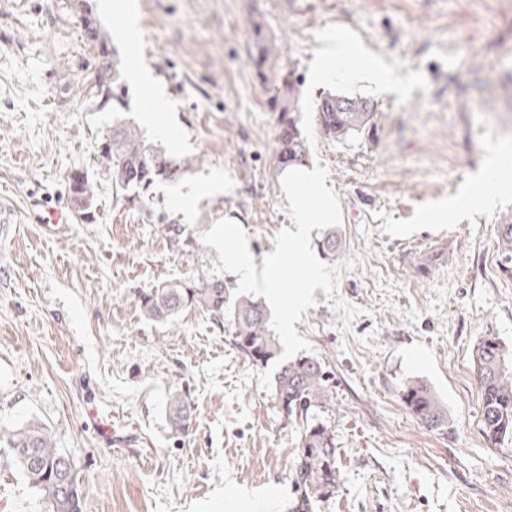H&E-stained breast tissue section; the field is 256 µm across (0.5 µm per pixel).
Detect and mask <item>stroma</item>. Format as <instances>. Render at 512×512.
<instances>
[{"mask_svg": "<svg viewBox=\"0 0 512 512\" xmlns=\"http://www.w3.org/2000/svg\"><path fill=\"white\" fill-rule=\"evenodd\" d=\"M72 3L0 0V427L50 429L79 468L84 512H303L289 475L298 425L273 393L240 385L256 366L230 327L195 308L154 322L138 300L209 278L219 258L201 235L219 219L245 230L258 267L294 226L270 93L250 60L255 14L295 70L304 115L324 93L376 105L374 129L345 143L307 126L309 160L339 199L345 265L337 293L315 290L295 325L326 372L333 401L318 416L341 470L312 512H512V450L483 435L471 363L480 337L512 344V279L494 231L512 188L485 210L462 203L488 158L512 178V0H134L130 15L123 0H88L121 62L120 112L90 106L94 78L78 64L92 52ZM336 35L400 74L403 93L339 71L316 79ZM154 94L167 107L150 122ZM125 121L176 164L149 216L114 198L94 158ZM77 169L96 187L89 223L67 200ZM442 202L447 219L424 220ZM55 210L66 223L43 228ZM219 358L212 391L205 368ZM411 378L440 401L442 430L403 403ZM185 388L194 417L178 435L166 403ZM46 510L0 451V512Z\"/></svg>", "mask_w": 512, "mask_h": 512, "instance_id": "stroma-1", "label": "stroma"}]
</instances>
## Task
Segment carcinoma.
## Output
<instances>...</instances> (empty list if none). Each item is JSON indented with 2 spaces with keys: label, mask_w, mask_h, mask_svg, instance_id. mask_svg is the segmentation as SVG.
I'll return each mask as SVG.
<instances>
[{
  "label": "carcinoma",
  "mask_w": 512,
  "mask_h": 512,
  "mask_svg": "<svg viewBox=\"0 0 512 512\" xmlns=\"http://www.w3.org/2000/svg\"><path fill=\"white\" fill-rule=\"evenodd\" d=\"M86 44L93 52L90 61L95 79L97 110L118 112L125 107V92L119 62L85 0L74 4ZM252 43V63L259 82L270 87L276 112L279 171L304 165L309 155L308 138L301 112L300 90L292 71L280 64L281 46L263 22L248 20ZM374 117L370 99L357 95L325 94L319 98L313 121L319 132L330 140L345 142L365 132ZM97 159L112 176V187L123 192L122 200L144 213L154 209L151 186L174 173L162 150L146 142L131 122L112 127L97 144ZM68 197L83 221L92 219L95 190L81 171L67 178ZM498 244L504 254L502 272L512 278V215L495 225ZM336 231L318 242L323 256L331 259L339 252ZM144 316L152 321H168L185 307H195L218 324L230 323L235 346L249 359L262 365L275 359L280 343L269 329V316L262 302L234 296V289L222 280H204L194 286L180 281L165 282L139 295ZM472 361L482 401V425L492 445L512 441V345L497 336H483L472 351ZM273 392L280 407L290 417L301 418L299 446L291 479L305 505L336 494L340 471L336 439L327 424L309 418L310 410L324 408L331 401L325 385L322 363L305 356L282 363L273 379ZM403 403L424 425L440 430L445 411L426 383L410 379L401 390ZM194 408L187 394L175 393L167 402L171 426L184 432L193 421ZM0 447L9 453L32 486L48 505V512H82L85 491L72 458L56 447L52 433L29 422L11 429L0 428Z\"/></svg>",
  "instance_id": "obj_1"
}]
</instances>
